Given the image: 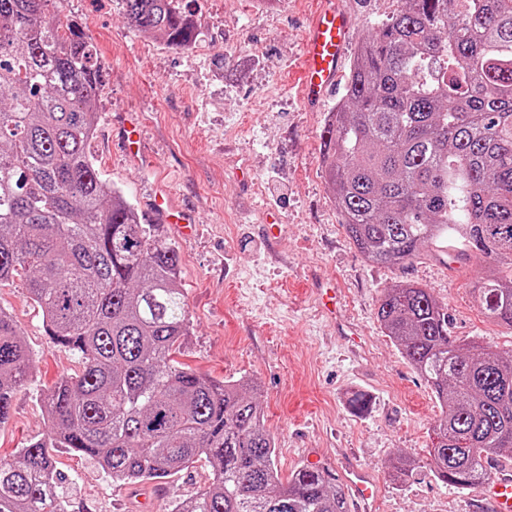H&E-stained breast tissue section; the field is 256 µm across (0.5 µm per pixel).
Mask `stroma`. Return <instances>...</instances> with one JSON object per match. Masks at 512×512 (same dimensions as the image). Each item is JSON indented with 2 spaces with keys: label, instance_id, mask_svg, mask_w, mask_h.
<instances>
[{
  "label": "stroma",
  "instance_id": "stroma-1",
  "mask_svg": "<svg viewBox=\"0 0 512 512\" xmlns=\"http://www.w3.org/2000/svg\"><path fill=\"white\" fill-rule=\"evenodd\" d=\"M320 0H197L200 32L188 48L140 33L121 0H62L96 45L105 84L90 153L103 179L140 211L158 187L174 208L193 214L184 238L159 225L179 256L191 315L174 359L209 377L251 380L276 445L281 478L322 456L342 475L357 465L379 485L368 512H473L478 489L441 482L429 451L440 415L431 388L386 336L377 317L384 288L411 282L448 308L463 343L512 350V327L481 310L478 259L441 247L414 262L371 265L347 236L322 164L321 132L332 104L310 111L297 94L304 36ZM359 45L392 16L397 0H344ZM141 128L136 156L117 145L124 124ZM335 280V317L314 303L317 281ZM8 311L33 356L32 375L0 428V458L47 432L43 395L80 368L47 335L23 280L0 283ZM367 405L355 411L351 400ZM412 456L413 474L392 480L395 453ZM58 492L74 512H131L146 496L153 512L199 492L211 468L197 460L158 482H113L95 458L59 451Z\"/></svg>",
  "mask_w": 512,
  "mask_h": 512
}]
</instances>
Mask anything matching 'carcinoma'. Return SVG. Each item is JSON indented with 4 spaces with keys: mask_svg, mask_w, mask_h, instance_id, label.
<instances>
[{
    "mask_svg": "<svg viewBox=\"0 0 512 512\" xmlns=\"http://www.w3.org/2000/svg\"><path fill=\"white\" fill-rule=\"evenodd\" d=\"M52 0H0V282L25 277L52 339L82 365L44 395L47 437L0 458V512H71L54 449L94 457L114 482L145 484L199 458L208 485L170 512H349L327 472L274 462L256 388L177 366L190 328L179 258L89 152L104 74L78 21ZM361 44L323 163L348 237L376 265L412 262L452 236L486 258L479 300L512 327V0H401ZM129 24L188 47L187 0H123ZM377 319L442 413L440 480L482 485L512 456V352L466 348L428 289L384 290ZM0 308V426L31 374ZM416 461L390 459L407 477Z\"/></svg>",
    "mask_w": 512,
    "mask_h": 512,
    "instance_id": "carcinoma-1",
    "label": "carcinoma"
}]
</instances>
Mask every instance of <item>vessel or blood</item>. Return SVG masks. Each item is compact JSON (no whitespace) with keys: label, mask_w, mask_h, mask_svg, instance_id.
Returning a JSON list of instances; mask_svg holds the SVG:
<instances>
[{"label":"vessel or blood","mask_w":512,"mask_h":512,"mask_svg":"<svg viewBox=\"0 0 512 512\" xmlns=\"http://www.w3.org/2000/svg\"><path fill=\"white\" fill-rule=\"evenodd\" d=\"M351 31L352 17L342 0H325L324 8L314 16L304 41L300 94L308 107L319 106L334 90ZM152 208L166 223L183 229L193 224L191 217L170 210L163 194L155 195ZM345 482L354 499L371 498L373 481L366 471L350 468ZM482 497L491 512H512V474L484 484Z\"/></svg>","instance_id":"1"}]
</instances>
